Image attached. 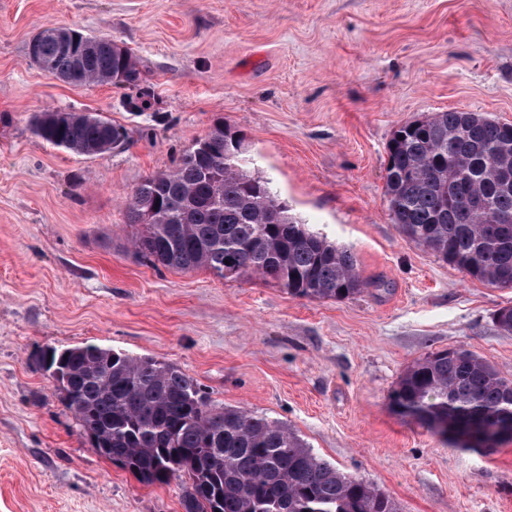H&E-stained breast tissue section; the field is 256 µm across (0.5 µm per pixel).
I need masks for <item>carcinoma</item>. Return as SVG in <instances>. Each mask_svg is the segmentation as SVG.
I'll use <instances>...</instances> for the list:
<instances>
[{"label":"carcinoma","mask_w":512,"mask_h":512,"mask_svg":"<svg viewBox=\"0 0 512 512\" xmlns=\"http://www.w3.org/2000/svg\"><path fill=\"white\" fill-rule=\"evenodd\" d=\"M29 60L80 86H136L133 53L107 37L48 27ZM47 144L99 155L125 139L112 122L48 110L32 119ZM176 168L148 176L126 204L132 245L147 264L205 269L223 280L260 276L289 294L346 299L366 288L355 255L289 213L270 181L248 170L238 132L216 122ZM386 196L393 223L471 278L512 288V123L476 112H436L399 126L387 145ZM57 387L80 433L101 457L144 484L187 479L185 512H400L370 483L315 456L288 425L216 407L172 364L94 344L52 349ZM390 407L454 445L442 424H498L512 431V380L464 348L412 364Z\"/></svg>","instance_id":"1"}]
</instances>
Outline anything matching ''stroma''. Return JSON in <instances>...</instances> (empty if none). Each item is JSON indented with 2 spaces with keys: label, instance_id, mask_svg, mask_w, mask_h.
<instances>
[{
  "label": "stroma",
  "instance_id": "35a3bbf8",
  "mask_svg": "<svg viewBox=\"0 0 512 512\" xmlns=\"http://www.w3.org/2000/svg\"><path fill=\"white\" fill-rule=\"evenodd\" d=\"M67 27L123 43L142 81L71 86L30 38ZM47 109L126 131L101 156L50 146ZM512 123V0H0V512H184L186 478L147 486L100 457L35 365L95 344L177 366L213 405L287 424L400 512H512V440L460 448L393 413L428 354L468 349L512 378V289L401 234L387 144L433 112ZM293 214L350 249L371 286L344 300L255 277L153 267L124 201L216 121Z\"/></svg>",
  "mask_w": 512,
  "mask_h": 512
}]
</instances>
